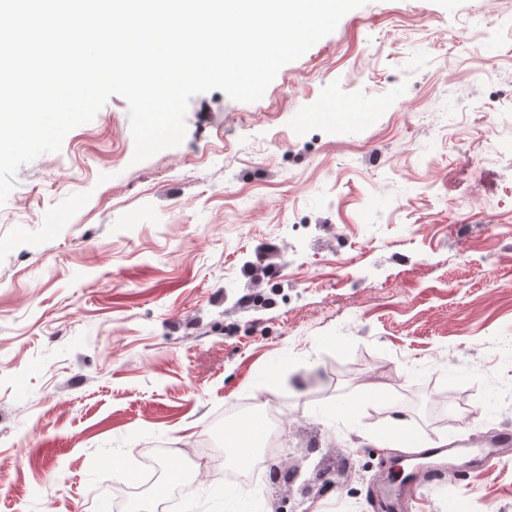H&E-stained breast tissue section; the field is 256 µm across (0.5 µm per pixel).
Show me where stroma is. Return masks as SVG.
<instances>
[{"label":"stroma","instance_id":"35a3bbf8","mask_svg":"<svg viewBox=\"0 0 512 512\" xmlns=\"http://www.w3.org/2000/svg\"><path fill=\"white\" fill-rule=\"evenodd\" d=\"M185 123L134 162L111 97L0 206V512H377L441 441L455 467L406 512H512V447L476 472L512 431V0H369ZM262 243L281 278L247 274ZM262 404L258 475L217 448L173 487ZM392 415L411 447L373 443Z\"/></svg>","mask_w":512,"mask_h":512}]
</instances>
